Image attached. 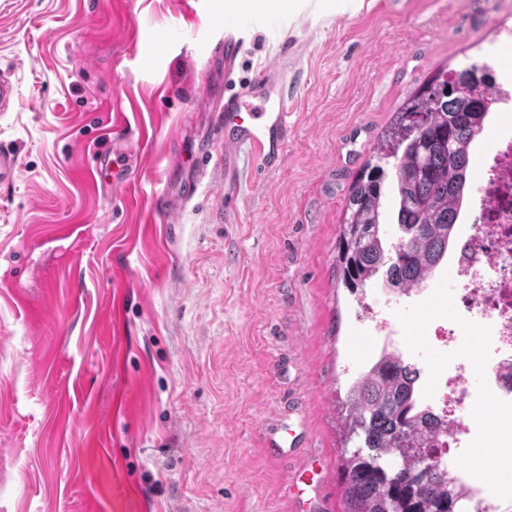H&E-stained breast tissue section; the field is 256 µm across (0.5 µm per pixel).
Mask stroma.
Wrapping results in <instances>:
<instances>
[{
	"label": "stroma",
	"instance_id": "35a3bbf8",
	"mask_svg": "<svg viewBox=\"0 0 512 512\" xmlns=\"http://www.w3.org/2000/svg\"><path fill=\"white\" fill-rule=\"evenodd\" d=\"M230 25L236 80L285 50L296 80L282 166L242 161L232 198ZM494 53L512 77V0H0V512H344L340 411L388 297L339 280L345 200L410 96ZM115 148L120 197L91 179ZM431 286L396 304L423 365ZM19 172L16 151L5 145L0 146V183L13 182Z\"/></svg>",
	"mask_w": 512,
	"mask_h": 512
}]
</instances>
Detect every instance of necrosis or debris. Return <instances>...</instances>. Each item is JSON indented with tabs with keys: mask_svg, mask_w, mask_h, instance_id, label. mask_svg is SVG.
Instances as JSON below:
<instances>
[{
	"mask_svg": "<svg viewBox=\"0 0 512 512\" xmlns=\"http://www.w3.org/2000/svg\"><path fill=\"white\" fill-rule=\"evenodd\" d=\"M491 125L493 142L478 149L479 189L461 214L448 256L455 318L439 317L430 324L428 334L442 361L418 388L424 409L446 424L431 443L443 464L483 433L497 447H512V122L498 112ZM474 327L481 328L486 349L477 363L468 356ZM486 372L490 380L474 388L471 376ZM482 402L498 403L502 416L490 423L475 421L470 409Z\"/></svg>",
	"mask_w": 512,
	"mask_h": 512,
	"instance_id": "4bbe7bcc",
	"label": "necrosis or debris"
}]
</instances>
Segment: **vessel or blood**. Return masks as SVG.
Returning a JSON list of instances; mask_svg holds the SVG:
<instances>
[{
	"instance_id": "b4317fda",
	"label": "vessel or blood",
	"mask_w": 512,
	"mask_h": 512,
	"mask_svg": "<svg viewBox=\"0 0 512 512\" xmlns=\"http://www.w3.org/2000/svg\"><path fill=\"white\" fill-rule=\"evenodd\" d=\"M288 57L280 55L257 71L244 87L224 98V191L232 193L239 176L242 153L264 172L277 170L285 157L290 128ZM120 156L100 157L95 173L100 180H111L113 188L124 187L118 168ZM19 172L18 155L0 146V183L14 181Z\"/></svg>"
}]
</instances>
